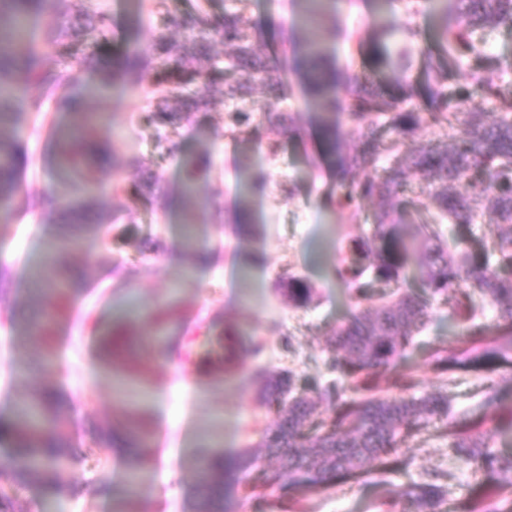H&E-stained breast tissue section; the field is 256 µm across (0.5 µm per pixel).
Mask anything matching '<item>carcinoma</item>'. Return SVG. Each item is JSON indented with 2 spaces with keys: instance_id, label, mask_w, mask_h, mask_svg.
Returning a JSON list of instances; mask_svg holds the SVG:
<instances>
[{
  "instance_id": "1",
  "label": "carcinoma",
  "mask_w": 512,
  "mask_h": 512,
  "mask_svg": "<svg viewBox=\"0 0 512 512\" xmlns=\"http://www.w3.org/2000/svg\"><path fill=\"white\" fill-rule=\"evenodd\" d=\"M424 2L437 24L435 49L421 52L426 78L421 93L406 79L405 49L395 46L398 41L407 44L417 39L419 32L412 26L390 23L381 28L375 61L392 71L393 92H385L365 74L336 66L316 28L327 12H336L337 0H321L315 20L304 25L302 37L280 58L256 55L250 0H235L234 8L218 19L210 18L201 7L180 17L166 15L163 29L148 44L137 38L131 41L123 60L113 66L112 77L133 84L142 81V59L156 52L160 63L153 67L151 81L162 105L187 112L206 110L207 95L186 92L192 74L176 64L187 55L208 58L207 37L216 30L224 40V100L238 106L228 113L224 135L237 139L252 133V117L245 106L255 80L274 76L281 92L295 77L306 104L324 119L323 135L333 160L336 191L324 197L323 206L346 223L354 218L349 212L352 204L361 205L373 197L385 201L374 211L369 233L349 238L336 270L350 312L330 335L327 347L326 369L333 379L320 390L319 398L331 404L329 413L324 418L315 416V403L296 392L291 373H259L264 381L262 399L278 405L261 447L280 461L263 487L299 480L322 486L336 476L359 479L375 470L399 469L406 465L398 456L405 438L433 421H443L448 448L475 471L497 474L503 494L497 501L473 500L464 512H512V499L507 497L512 491V456L494 451L485 433L459 430L447 422L446 392L416 396L419 381L406 356L413 337L427 321L430 299L439 296L452 308L466 340L461 347L429 350L433 369L441 374L476 372L495 362L512 379V98L500 94L484 67L491 35L499 26L512 24V0H400L408 15L418 13ZM42 7L43 0H0V128L20 116L12 87L18 69L51 86L76 80L70 71H40L33 51L20 59L1 46L6 39L23 38V22ZM170 27L190 31L193 37L170 41L165 37ZM444 62L463 70L471 85L497 102V117L476 109L465 97L447 108ZM81 101L79 96L67 101L81 122L57 130L58 140L83 139L95 127L96 116L80 111ZM457 125L464 126L465 132L448 144L429 140L414 154L402 150L404 140L423 128L445 130ZM344 127L358 139L349 151L340 145ZM356 172L366 177L355 179ZM412 172L433 184L434 190L415 200L409 210L396 200ZM18 179L14 147L0 138L1 217L12 210ZM99 191L101 187L91 180L76 185L64 201L67 219L56 232L52 248L63 252L72 243L97 240L91 198ZM480 209L494 217L488 241L463 247L443 237L441 225L465 227ZM411 277L421 281L422 291L401 288ZM71 283L73 277L54 262L43 265L31 279V294L39 303L29 323L37 345L34 382L30 399L6 430L18 452L0 464V512H8L34 474L63 488L76 462L60 390L44 377L56 354L50 337L42 334L53 300L63 299ZM483 302L495 309L491 322L483 319ZM120 431L131 444L141 443L149 431L148 413L128 418ZM253 463L248 449L229 464L220 452L204 455L196 512H224L228 471L248 470ZM144 469L140 451L132 452L127 459L129 483L137 484ZM442 478L444 474L431 472L403 485L386 512H436L444 493Z\"/></svg>"
}]
</instances>
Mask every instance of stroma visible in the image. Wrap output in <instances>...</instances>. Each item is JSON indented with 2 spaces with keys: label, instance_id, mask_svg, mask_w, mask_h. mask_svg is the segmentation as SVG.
Wrapping results in <instances>:
<instances>
[{
  "label": "stroma",
  "instance_id": "1",
  "mask_svg": "<svg viewBox=\"0 0 512 512\" xmlns=\"http://www.w3.org/2000/svg\"><path fill=\"white\" fill-rule=\"evenodd\" d=\"M200 3L219 17L227 0H140L135 7L128 0H86L90 11L110 16L107 39L97 46L74 45L66 53L53 38L68 31L75 17L62 9L60 0H45L43 12L34 18L39 66L76 71L84 87L100 85L111 77L114 63L122 60L131 35L149 41L161 15L186 13ZM250 14L259 32L260 56L287 48L294 16L290 0H251ZM337 20L357 30L364 46L357 49L335 41L329 45L332 55L342 66L374 73L371 44L383 18L375 14L371 0H354ZM90 54L96 64L79 66V58ZM15 83L24 87L26 98L43 99V111L37 116L23 114L15 132L0 136L16 146L23 170L21 194L37 195L41 202L34 210L0 217V423L4 424L11 422L32 385L33 344L26 334L28 265L42 257L48 235L56 231V208L69 190L55 175L53 158L62 145L52 129L73 121V113L59 109L57 101L75 94L77 88L49 92L28 81L22 71ZM195 87L211 94L215 104L211 111L194 113L171 130V140L177 144L173 151L148 121L159 105L150 79L135 88L118 82L104 97H84L87 109L99 117L93 137L107 142L113 156L103 166L91 156L83 158L84 169L103 186L95 199L100 231L95 245L61 256L78 271L79 279L76 292L54 322L59 366L48 373L67 398L73 422L71 447L80 461L62 490L31 477L15 497L12 512H113L115 502L130 496L135 499V512H195L196 449L209 447L228 457L253 449L258 466L247 472L250 480L279 465L276 457L258 446L275 410L258 400L257 369L293 372L311 395L329 379L326 341L343 316L344 304L331 271L344 246L343 233L367 231L374 206L365 204L353 221L334 230L333 216L321 205L323 195L334 186V169L320 123L305 105L299 87L280 98L256 88L247 104L257 122L254 140L225 137L229 106L220 85L202 76ZM272 109L288 113L296 134L262 123L264 112ZM259 139L279 141L278 155L272 158L258 150ZM204 150L209 151L211 163L195 183L198 241L189 250L182 243L180 192L186 181L182 160ZM241 160L267 176L263 191L248 195L256 224L242 232L229 219L238 194L236 165ZM119 178L126 188L116 193L112 183ZM291 278L312 288L307 305L295 306L279 289L280 281ZM130 298L140 307V318L115 319V308ZM449 316L443 300H432L420 342L458 345L462 332L451 326ZM227 327L245 337H259L264 351L256 357L243 354L236 371L200 375L195 351ZM107 334L139 337L132 358L153 381L147 394L118 389L114 377L101 369L96 350L99 338ZM416 371L422 390H446L451 417L487 418L486 431L498 450L512 453V436L507 433L512 427V389L503 388L498 401L488 405L475 377L450 384L421 361ZM141 405L152 424L140 447L148 461L146 480L133 494L125 455L100 451L91 438L103 423L122 421ZM402 453L408 461L406 470L363 483L283 484L251 498L228 485V512H381L400 485L428 470L447 475L439 512H461L472 487L481 480L438 432L407 440Z\"/></svg>",
  "mask_w": 512,
  "mask_h": 512
}]
</instances>
